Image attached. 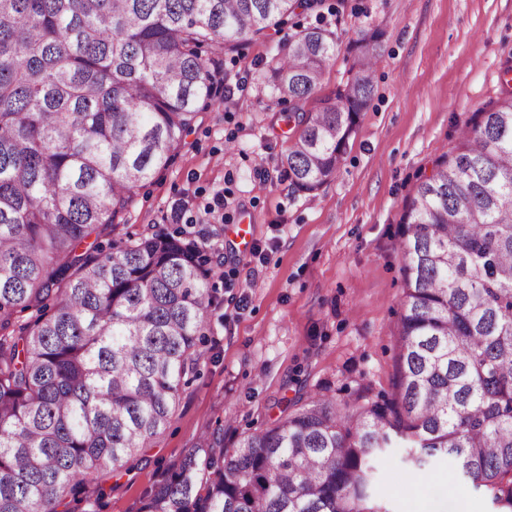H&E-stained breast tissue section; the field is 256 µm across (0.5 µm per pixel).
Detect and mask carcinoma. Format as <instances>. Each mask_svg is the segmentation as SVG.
<instances>
[{
	"label": "carcinoma",
	"mask_w": 512,
	"mask_h": 512,
	"mask_svg": "<svg viewBox=\"0 0 512 512\" xmlns=\"http://www.w3.org/2000/svg\"><path fill=\"white\" fill-rule=\"evenodd\" d=\"M320 6L0 0V512H57L169 425L210 330L213 261L165 229L83 243L127 223L134 191L174 160L216 98L215 52ZM379 39L356 41L352 77L312 111L334 33L288 36L270 67L297 118L281 158L296 190L336 174ZM400 248L399 400L313 396L231 449L204 436L142 512H388L374 486L398 439L419 477L449 458L512 512V92L417 187Z\"/></svg>",
	"instance_id": "carcinoma-1"
}]
</instances>
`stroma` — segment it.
<instances>
[{
  "mask_svg": "<svg viewBox=\"0 0 512 512\" xmlns=\"http://www.w3.org/2000/svg\"><path fill=\"white\" fill-rule=\"evenodd\" d=\"M319 26L339 37L320 91L350 76L353 43L381 34L371 101L360 112L334 178L296 191L280 165L292 144L268 69L285 37L219 52L224 88L203 111L174 162L136 190L127 222L103 230L140 236L182 229L205 243L216 274L210 330L170 425L131 471H106L58 512H139L148 492L203 435L225 447L273 426L285 409L323 393L339 402L397 395L403 299L402 220L418 185L460 129L507 89L512 0H324L288 31ZM250 228L241 250L237 225ZM425 488L401 451L379 465L392 512H496L490 495L460 487L455 463L438 462Z\"/></svg>",
  "mask_w": 512,
  "mask_h": 512,
  "instance_id": "35a3bbf8",
  "label": "stroma"
}]
</instances>
